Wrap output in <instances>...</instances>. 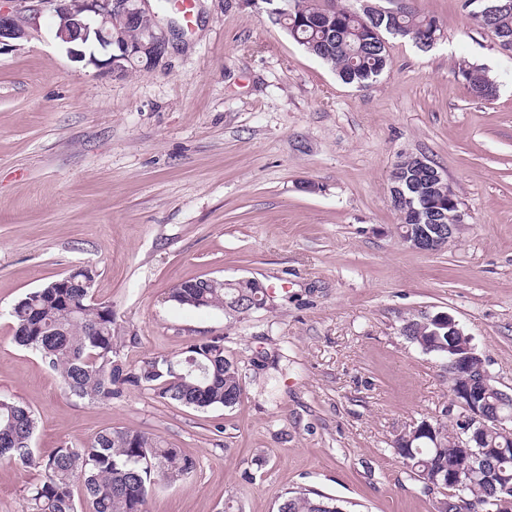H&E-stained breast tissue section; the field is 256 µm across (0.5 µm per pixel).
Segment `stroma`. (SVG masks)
<instances>
[{"label": "stroma", "mask_w": 512, "mask_h": 512, "mask_svg": "<svg viewBox=\"0 0 512 512\" xmlns=\"http://www.w3.org/2000/svg\"><path fill=\"white\" fill-rule=\"evenodd\" d=\"M162 5L161 60L102 71L71 58L53 16L0 47V395L34 409V452L106 428L153 434L192 457L146 512H277L311 490L347 512H431L396 436L451 421L443 361L402 334L421 311L450 315L496 385L512 389V52L463 0H370L436 17L429 49L389 39L390 70L345 84L268 16L265 0ZM482 64L494 98L460 69ZM444 171L467 224L437 252L403 245L391 203L398 161ZM78 265L98 272L124 357L179 353L220 336L244 386L230 408L197 410L128 387L78 400L9 310ZM258 280L266 308L231 317L170 299L180 281ZM37 469L0 462V512H29Z\"/></svg>", "instance_id": "stroma-1"}]
</instances>
